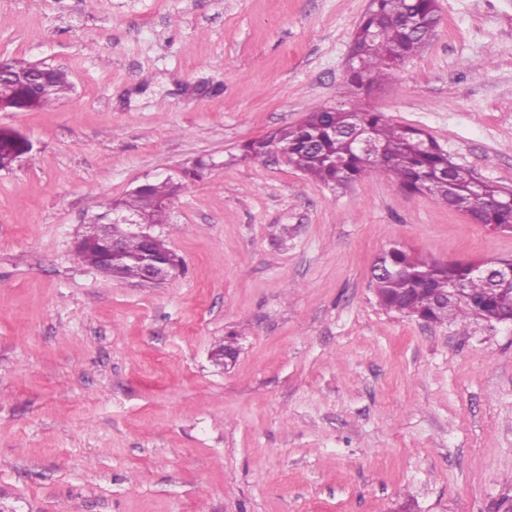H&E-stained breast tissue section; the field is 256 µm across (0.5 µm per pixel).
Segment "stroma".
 Returning a JSON list of instances; mask_svg holds the SVG:
<instances>
[{"label":"stroma","mask_w":512,"mask_h":512,"mask_svg":"<svg viewBox=\"0 0 512 512\" xmlns=\"http://www.w3.org/2000/svg\"><path fill=\"white\" fill-rule=\"evenodd\" d=\"M370 0H0V61L64 70L0 170V512H512V324L379 306L375 258L512 259L386 172L338 189L241 148L315 107L384 113L512 187V0H438L346 96ZM193 169L152 226L184 270L79 262L103 200ZM235 363L215 364L226 340Z\"/></svg>","instance_id":"35a3bbf8"}]
</instances>
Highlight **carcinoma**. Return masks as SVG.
<instances>
[{"label":"carcinoma","mask_w":512,"mask_h":512,"mask_svg":"<svg viewBox=\"0 0 512 512\" xmlns=\"http://www.w3.org/2000/svg\"><path fill=\"white\" fill-rule=\"evenodd\" d=\"M438 22L437 0H371L352 41L346 82L347 92L371 88L387 80L393 67L416 54ZM0 74V109L22 107L38 110L54 104L71 85L65 72L45 68L41 84L46 91L30 90L32 65L11 61ZM360 131L378 147L372 161L356 146ZM22 145L0 136V169L12 167ZM283 152L289 166L326 184L346 187L377 171L393 175L399 187L423 194L486 227H512V206L505 203L506 188L492 182L481 185L464 167L456 164L423 130L388 122L380 112H355L319 107L297 125L278 129L243 146V159L263 161ZM183 171L177 178L147 179L127 198L102 205L99 218L109 215H142L144 223L163 224L168 203L188 187ZM145 243L138 236L125 239L124 254L111 258L102 246L75 245L76 258L100 272L111 265L116 280L145 285ZM379 305L429 323L465 322L486 311L494 316L512 313V285L491 288L485 278L471 272L470 263H438L412 255L402 247L383 251L374 261L371 276Z\"/></svg>","instance_id":"obj_1"}]
</instances>
